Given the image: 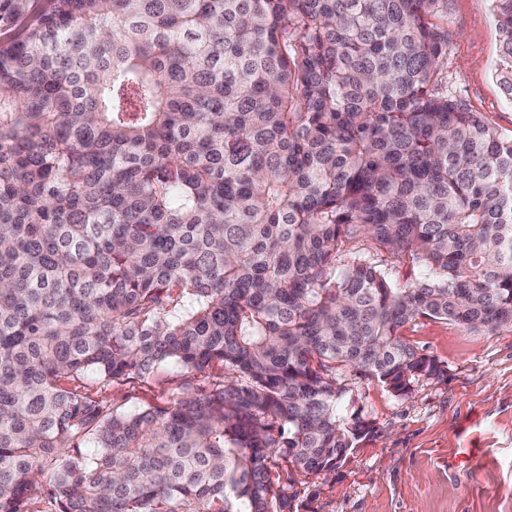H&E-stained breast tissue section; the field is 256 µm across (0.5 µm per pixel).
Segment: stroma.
Wrapping results in <instances>:
<instances>
[{
	"instance_id": "obj_1",
	"label": "stroma",
	"mask_w": 512,
	"mask_h": 512,
	"mask_svg": "<svg viewBox=\"0 0 512 512\" xmlns=\"http://www.w3.org/2000/svg\"><path fill=\"white\" fill-rule=\"evenodd\" d=\"M448 87L512 137V102L495 78L500 37L490 0H450ZM404 340L447 369L420 378L408 396L377 380L338 371L354 409L374 429L328 481H296L313 512H512V329L469 332L418 319ZM178 368L164 364L134 384L105 392L132 411L168 405L180 390Z\"/></svg>"
}]
</instances>
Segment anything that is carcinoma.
Listing matches in <instances>:
<instances>
[{"label":"carcinoma","instance_id":"cac0c4a2","mask_svg":"<svg viewBox=\"0 0 512 512\" xmlns=\"http://www.w3.org/2000/svg\"><path fill=\"white\" fill-rule=\"evenodd\" d=\"M47 2L0 39V512H307L372 429L336 366L403 397L445 375L405 324L512 328V138L448 94V0ZM162 363L211 381L99 398Z\"/></svg>","mask_w":512,"mask_h":512}]
</instances>
